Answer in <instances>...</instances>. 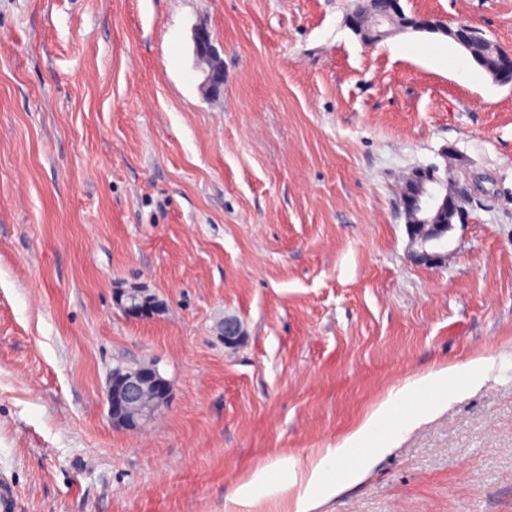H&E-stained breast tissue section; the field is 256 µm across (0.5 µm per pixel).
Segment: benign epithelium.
<instances>
[{"mask_svg": "<svg viewBox=\"0 0 512 512\" xmlns=\"http://www.w3.org/2000/svg\"><path fill=\"white\" fill-rule=\"evenodd\" d=\"M358 14L363 15L369 27L375 29L377 37L408 31L400 0H391L389 11L385 14H372L363 8L357 11ZM193 42L197 61L206 67V90L216 96L224 87V69L206 27L195 29ZM491 77L501 84L512 82L511 49L497 47ZM433 170L435 167L430 166L413 172L412 181L416 182V189L412 197L404 195L401 198L404 213L416 217L414 223L407 225L409 238L422 247V251L413 252L412 257L430 264L438 263L439 255L428 252L425 247L441 240L446 232V226L438 223V218L449 212L463 214L462 203L466 201L464 192H452L427 180L428 173ZM114 298L116 305L131 319L145 318L156 310L155 298L139 288L118 290ZM243 334L242 323L237 317H224V345H238ZM170 396L171 383L154 364L117 367L107 380L106 398L110 418L114 425L127 431H137L151 421L167 406Z\"/></svg>", "mask_w": 512, "mask_h": 512, "instance_id": "benign-epithelium-1", "label": "benign epithelium"}]
</instances>
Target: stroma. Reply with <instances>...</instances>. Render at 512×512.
I'll return each mask as SVG.
<instances>
[{"mask_svg":"<svg viewBox=\"0 0 512 512\" xmlns=\"http://www.w3.org/2000/svg\"><path fill=\"white\" fill-rule=\"evenodd\" d=\"M356 4L0 0V475L21 512H224L257 466L477 358L318 512H512V84L454 74L444 36L362 43ZM402 5L512 49V0ZM431 164L473 197L436 265L397 210ZM120 288L159 310L126 317ZM150 360L168 406L114 426L109 374ZM193 42L197 61L206 67V90L211 95H219L224 87V69L206 27L195 29Z\"/></svg>","mask_w":512,"mask_h":512,"instance_id":"35a3bbf8","label":"stroma"}]
</instances>
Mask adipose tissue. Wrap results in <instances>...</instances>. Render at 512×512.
I'll return each instance as SVG.
<instances>
[{
	"label": "adipose tissue",
	"instance_id": "1",
	"mask_svg": "<svg viewBox=\"0 0 512 512\" xmlns=\"http://www.w3.org/2000/svg\"><path fill=\"white\" fill-rule=\"evenodd\" d=\"M487 364V359L479 358L391 390L359 427L335 447L322 449L306 467L288 456L257 466L227 496L226 512H254L264 504L270 512H316L360 479L365 460L386 453L403 434L447 403L449 391L466 389Z\"/></svg>",
	"mask_w": 512,
	"mask_h": 512
}]
</instances>
